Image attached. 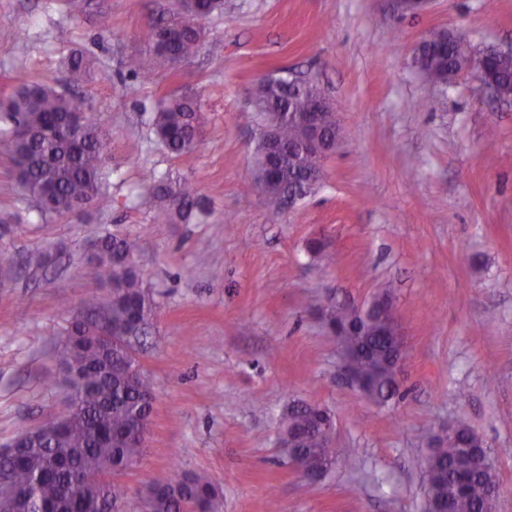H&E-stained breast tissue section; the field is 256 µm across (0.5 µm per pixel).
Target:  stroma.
I'll list each match as a JSON object with an SVG mask.
<instances>
[{
  "instance_id": "35a3bbf8",
  "label": "stroma",
  "mask_w": 512,
  "mask_h": 512,
  "mask_svg": "<svg viewBox=\"0 0 512 512\" xmlns=\"http://www.w3.org/2000/svg\"><path fill=\"white\" fill-rule=\"evenodd\" d=\"M174 0H0V99L24 83L63 89L66 60L91 63L74 95L108 132L101 200L44 216L0 156V449L67 408L60 351L74 322L109 294L85 258L118 233L137 248L155 301L134 348L153 383L148 437L117 512L172 470L207 472L221 512H425L432 436L462 420L482 436L512 512V100L480 92L470 70L445 86L411 65L430 32L475 54L512 51V0H224L189 63L125 67ZM262 75L318 82L341 127L314 193L270 213L253 182ZM131 85L135 95L122 93ZM200 96L206 135L182 157L150 123L158 99ZM185 178L201 212L162 224L147 175ZM49 253L31 270V252ZM389 294L405 343L397 392L377 406L345 382L320 311ZM333 421L349 469L312 482L278 444L294 402Z\"/></svg>"
}]
</instances>
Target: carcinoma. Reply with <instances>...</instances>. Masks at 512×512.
<instances>
[{
  "label": "carcinoma",
  "mask_w": 512,
  "mask_h": 512,
  "mask_svg": "<svg viewBox=\"0 0 512 512\" xmlns=\"http://www.w3.org/2000/svg\"><path fill=\"white\" fill-rule=\"evenodd\" d=\"M202 27L186 20L178 30L153 31L146 48L126 60L135 75L158 65H179L195 57ZM471 52L461 37L448 35V52L423 53L414 63L433 80L450 78ZM68 82L81 84L90 75L89 60L76 52L67 61ZM485 77L505 96H512V56L497 55ZM319 86H288L271 76L256 79L250 91L261 126L272 112L281 113L275 134L284 149L277 179L266 177L268 144L256 138L253 179L261 186L267 207L284 208L285 195L304 197L308 177L321 168L333 142L339 140L336 114L329 111L321 129L322 149L304 148L306 129L302 118L311 111ZM0 154L8 156L18 183L37 202L43 215L82 212L95 205L102 179L106 145L103 125L90 106L65 92L27 84L0 103ZM153 131L172 154L191 152L201 140V99L171 95L162 98L152 116ZM165 201L164 223L189 219L197 205L196 186L187 180L174 185L158 182ZM89 263L98 276L112 283V293L99 303L102 319L112 325V339L99 340L98 324H72L63 348V363L73 373L69 384V411L65 421H50L42 433L23 442L13 454L0 456V512H86L87 504H102L112 512L125 495L115 477L139 460L152 406V386L141 374L133 355V342L144 332L153 312L135 261V246L119 234L100 237L93 244ZM380 313L370 316L357 333L342 337L355 354L357 374L365 394L379 404L396 392L391 385L389 354L393 346ZM456 437L433 436L426 469L428 506L451 499L453 512H492L487 487L495 472L483 470L482 461L461 446L471 427L459 420ZM279 446L284 455L299 453L304 476L318 480L337 466L352 465L350 457H336L330 439L312 428L305 408L291 405L282 422ZM150 512H219L220 501L211 479L203 473H177L151 482L145 489Z\"/></svg>",
  "instance_id": "obj_1"
}]
</instances>
